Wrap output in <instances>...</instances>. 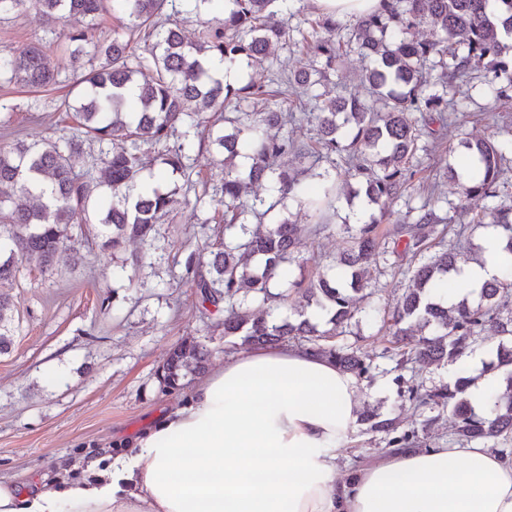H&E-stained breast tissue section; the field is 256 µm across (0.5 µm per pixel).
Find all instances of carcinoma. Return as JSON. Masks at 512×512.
<instances>
[{
	"label": "carcinoma",
	"mask_w": 512,
	"mask_h": 512,
	"mask_svg": "<svg viewBox=\"0 0 512 512\" xmlns=\"http://www.w3.org/2000/svg\"><path fill=\"white\" fill-rule=\"evenodd\" d=\"M201 15L213 0H0V20L35 10L48 25L75 23L63 51L76 61L92 48L99 65L81 78L82 102L74 109L78 134L25 145H0V355L13 344L16 325L7 287L20 264L52 275L70 262V226L84 217L93 236L116 254L130 240L153 242L178 203V188L139 190L147 155H155L170 175L190 181L185 160L193 149L215 148L224 155L222 199L212 221L224 225L208 260L193 253L184 263L197 302L224 312V344L273 346L291 343L330 358L359 382L372 383L375 354L348 343V327L362 313L360 294L382 275L376 258L388 261L407 280L402 297L389 309L364 314L380 323L372 340L382 357L405 369L455 364L484 336L497 344L484 371L503 377L505 388L490 395L479 414L464 397L474 377L459 369L448 381L427 387L398 384L395 408L409 407L431 425L442 414L452 419L451 441L459 445L492 443L512 435V267L459 300H444L438 285L469 260L466 245L476 225L507 232L512 254V200L473 215L448 241L446 218L436 211L437 183L415 179L419 151L430 166L442 157L435 147L444 139L451 116L460 111L461 90L482 71L481 84L494 101H512V0H380L369 13L346 24L315 10L311 32L298 41L301 64L265 82L254 77L271 50L290 40L288 24L274 21L269 7L292 0H224L219 25L200 23L195 40L163 17ZM123 22V35L95 37L107 12ZM53 44H32L0 53V80L40 90L56 85ZM351 50L370 60L365 72L369 97L317 92L314 76H325ZM217 59L239 77L226 82L208 61ZM384 102L378 111L373 100ZM262 105L261 110L255 106ZM313 136L301 140L297 126ZM431 142L420 144L422 137ZM108 144L103 176L76 172L70 154L82 142ZM466 173L448 167L467 197L496 198L508 170L507 142L462 140ZM291 158L298 168L285 169ZM347 170L349 198L370 209L358 224L340 225L348 246L325 271L309 281L282 276L284 263L300 262L305 240L333 230L336 218V159ZM330 166L324 167L322 163ZM268 183L272 194L255 187ZM417 190L422 203L413 215L394 206ZM389 228L381 230V225ZM281 292L275 293L273 289ZM215 355L205 343L186 338L173 346L158 369L163 387L174 389L189 374H201ZM359 422L383 435L389 448H417L418 435L400 429L399 418L363 404Z\"/></svg>",
	"instance_id": "carcinoma-1"
}]
</instances>
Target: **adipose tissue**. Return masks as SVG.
<instances>
[{"mask_svg":"<svg viewBox=\"0 0 512 512\" xmlns=\"http://www.w3.org/2000/svg\"><path fill=\"white\" fill-rule=\"evenodd\" d=\"M504 239L484 234L454 295L500 277ZM362 403L356 379L331 359L253 347L90 478L47 492L0 481V512H512V457L480 443L393 448L337 481Z\"/></svg>","mask_w":512,"mask_h":512,"instance_id":"1","label":"adipose tissue"}]
</instances>
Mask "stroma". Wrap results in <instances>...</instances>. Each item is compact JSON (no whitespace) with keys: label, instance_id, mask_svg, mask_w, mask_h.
Listing matches in <instances>:
<instances>
[{"label":"stroma","instance_id":"1","mask_svg":"<svg viewBox=\"0 0 512 512\" xmlns=\"http://www.w3.org/2000/svg\"><path fill=\"white\" fill-rule=\"evenodd\" d=\"M66 26L49 28L35 12L0 21V50L18 51L33 43L54 40ZM58 85L39 93L17 85L0 89V123H8L16 139L32 143L45 138L71 136L74 121L65 104H79L76 78L95 67L91 56L71 62L56 56ZM367 66L350 52L329 71L323 89L329 94L366 95L363 81ZM471 103L452 126L444 141L457 163L458 143L486 138L493 131L480 120L490 106L482 88L470 91ZM214 213L211 201L198 206H178L171 223L162 225L155 246L164 259L144 267L146 287L129 285L122 277L121 256L102 249L73 225L67 246L74 269L47 276L24 267L10 296L18 322L10 353L0 356V481L38 479L43 490L53 489L49 473L60 464L99 449L123 451L125 441L135 437L158 415L182 405L195 377H187L178 389L163 390L157 369L168 350L192 337L216 352L211 367L223 365L224 335L212 330L216 314L199 308L184 268L191 253H205L222 235L223 225L201 232L205 218ZM347 246V237L333 231L302 248L304 269L313 275ZM380 374L361 387L365 401L388 412L397 398L396 375L408 383L432 386L452 374V367L414 365L396 372L395 363L379 359ZM57 371L47 381L48 371ZM379 436L356 426L336 469L346 479L351 464L371 462L384 456Z\"/></svg>","mask_w":512,"mask_h":512}]
</instances>
